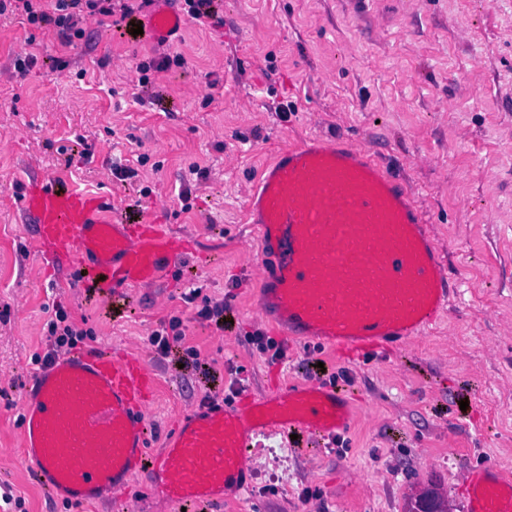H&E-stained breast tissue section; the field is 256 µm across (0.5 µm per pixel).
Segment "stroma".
Here are the masks:
<instances>
[{"label":"stroma","mask_w":512,"mask_h":512,"mask_svg":"<svg viewBox=\"0 0 512 512\" xmlns=\"http://www.w3.org/2000/svg\"><path fill=\"white\" fill-rule=\"evenodd\" d=\"M220 16L187 20L164 46L93 19L94 37L65 46L25 16H0V486L13 497L0 512H182L150 496L147 472L127 494L78 506L25 461L23 394L60 305L88 330L86 346L145 360L163 433L208 394L149 343L173 316L224 399L286 386L310 359L349 376L356 426L318 446L260 438L270 481L230 494L220 512H406L430 485L448 512H464L465 466L512 471V0H221ZM22 44L37 56L23 73ZM162 53L170 67L140 87L137 64ZM318 133L348 136L404 173L458 284L436 329L381 359L287 340L273 363L251 339L265 326L238 259L254 241L245 197L275 150ZM118 164L137 177L119 180ZM37 173L123 209L145 187L162 199L155 220L185 244L160 286L130 290L115 314L72 269L51 266L19 212ZM190 280L229 299L228 338L181 300Z\"/></svg>","instance_id":"1"}]
</instances>
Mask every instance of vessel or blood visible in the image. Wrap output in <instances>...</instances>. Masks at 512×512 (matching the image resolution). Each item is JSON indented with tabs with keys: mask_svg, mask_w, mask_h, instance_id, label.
Returning a JSON list of instances; mask_svg holds the SVG:
<instances>
[{
	"mask_svg": "<svg viewBox=\"0 0 512 512\" xmlns=\"http://www.w3.org/2000/svg\"><path fill=\"white\" fill-rule=\"evenodd\" d=\"M184 16L168 5L148 15L167 44ZM256 228V315L291 340L359 360L399 350L440 322L455 293L447 258L404 175L346 137L311 136L281 148L247 196ZM50 263L78 271L99 303L151 287L181 253V240L147 220L121 223L110 194L33 176L20 197ZM155 379L143 358L97 349L62 355L23 395L21 447L44 487L84 504L126 490L142 471L162 501L220 504L248 488V451L269 432L332 438L356 408L318 379L228 403L212 397L181 413L161 453H150ZM466 512H512V476L493 467L461 474Z\"/></svg>",
	"mask_w": 512,
	"mask_h": 512,
	"instance_id": "b4317fda",
	"label": "vessel or blood"
}]
</instances>
